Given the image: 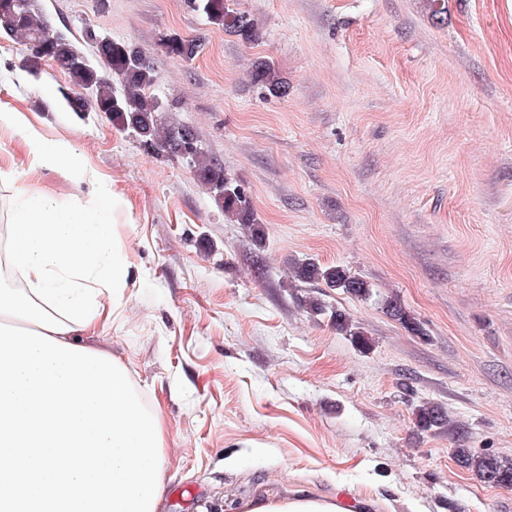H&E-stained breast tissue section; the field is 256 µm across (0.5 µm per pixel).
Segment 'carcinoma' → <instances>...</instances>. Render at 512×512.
Listing matches in <instances>:
<instances>
[{"instance_id":"1","label":"carcinoma","mask_w":512,"mask_h":512,"mask_svg":"<svg viewBox=\"0 0 512 512\" xmlns=\"http://www.w3.org/2000/svg\"><path fill=\"white\" fill-rule=\"evenodd\" d=\"M195 10L202 8L210 23L250 42L256 35L254 19L236 8L230 0H186ZM430 18L438 24L445 21L446 0H423ZM0 34L25 48L26 71L36 75L41 71L44 56L68 78L70 86L63 93L66 107L72 112H104L111 114L112 123L131 131L144 146L166 156L185 159L197 180L212 194L226 220L241 224L250 231V238L263 245L265 232L257 222L252 202L245 187L224 173L223 165L210 155L195 132L185 125L167 120L172 103L152 93L156 72L150 54L145 49L96 36L85 30V39L92 47L88 53L69 36L56 28L48 29L40 6L21 10L16 0H0ZM164 52L184 61L197 55L200 44L194 39L170 37L162 40ZM252 79L269 93L281 96L288 83L270 60H258ZM295 280L304 283H324L354 297L370 294L369 285L340 265L321 266L301 262L294 270ZM386 314L410 331L418 330L415 318L395 299L384 302ZM336 329L354 338L356 344L367 346L369 338L342 314H336ZM415 425L422 431L440 429L450 423L441 406L424 401L413 409ZM459 466L471 471L480 482L494 487H512V462L489 453H475L469 448L455 450Z\"/></svg>"}]
</instances>
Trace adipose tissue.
I'll use <instances>...</instances> for the list:
<instances>
[{
    "mask_svg": "<svg viewBox=\"0 0 512 512\" xmlns=\"http://www.w3.org/2000/svg\"><path fill=\"white\" fill-rule=\"evenodd\" d=\"M2 129L15 135L29 168L0 155V185L12 196L5 256L14 279L0 283V322L91 347L102 321L120 310L130 277L115 225L121 200L85 168L72 143L47 138L24 113L0 102ZM39 169L82 178L94 190L85 199L60 201L30 186L29 171Z\"/></svg>",
    "mask_w": 512,
    "mask_h": 512,
    "instance_id": "ef3b65f1",
    "label": "adipose tissue"
}]
</instances>
